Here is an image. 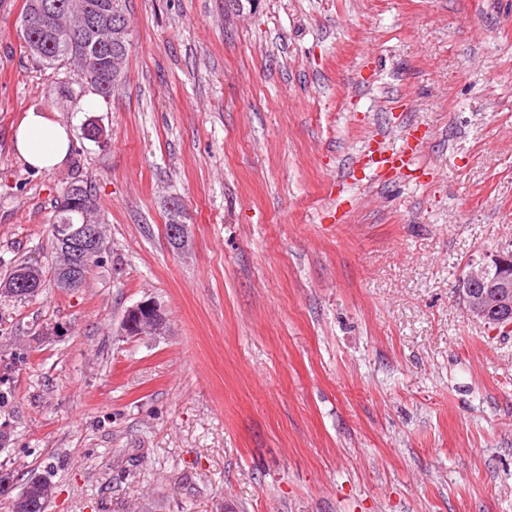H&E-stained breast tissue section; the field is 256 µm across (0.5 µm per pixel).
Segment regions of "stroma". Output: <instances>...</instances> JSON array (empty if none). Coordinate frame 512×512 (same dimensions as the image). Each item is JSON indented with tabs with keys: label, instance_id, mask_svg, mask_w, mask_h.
I'll return each instance as SVG.
<instances>
[{
	"label": "stroma",
	"instance_id": "35a3bbf8",
	"mask_svg": "<svg viewBox=\"0 0 512 512\" xmlns=\"http://www.w3.org/2000/svg\"><path fill=\"white\" fill-rule=\"evenodd\" d=\"M24 2L0 0V279L44 287L0 297V466L49 478L47 512H512V335L455 292L512 251V0H127L107 102L29 54ZM46 105L73 139L38 172L13 135ZM377 133L408 166L362 159ZM73 179L107 254L65 290ZM149 298L167 335L127 336ZM28 266H30V264L22 263V264L15 265L11 269L9 275L0 283V295L15 298L16 300H20V301L26 300V299L30 300V298H33V297L36 298L39 296V295H36V296H30V295L36 294L39 291L40 280L38 279L36 282H34L32 279L29 278V276L27 274L28 272L26 270L16 271L19 268L28 267ZM13 273H14V277H15L16 286L20 290H23V292L25 294H30V295H24L23 297L15 295L14 288L12 287Z\"/></svg>",
	"mask_w": 512,
	"mask_h": 512
}]
</instances>
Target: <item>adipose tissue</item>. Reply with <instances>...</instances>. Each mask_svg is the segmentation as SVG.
Segmentation results:
<instances>
[{
	"mask_svg": "<svg viewBox=\"0 0 512 512\" xmlns=\"http://www.w3.org/2000/svg\"><path fill=\"white\" fill-rule=\"evenodd\" d=\"M19 157L32 169L51 170L66 160L71 149L68 126L53 119L50 108L25 112L15 135Z\"/></svg>",
	"mask_w": 512,
	"mask_h": 512,
	"instance_id": "ef3b65f1",
	"label": "adipose tissue"
}]
</instances>
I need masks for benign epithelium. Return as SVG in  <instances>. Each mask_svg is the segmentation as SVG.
Segmentation results:
<instances>
[{
  "label": "benign epithelium",
  "instance_id": "benign-epithelium-1",
  "mask_svg": "<svg viewBox=\"0 0 512 512\" xmlns=\"http://www.w3.org/2000/svg\"><path fill=\"white\" fill-rule=\"evenodd\" d=\"M69 24L76 30L92 27L93 30L112 32L110 6L102 5L97 16L88 13L83 0H69L64 6ZM170 242L176 250L188 245L186 225H170ZM102 242L93 212L82 213L81 222L73 224L66 234H56V252L59 264L56 269L58 283L65 288L79 285L83 268L78 259L93 255L101 249ZM16 286L26 294H35L40 282L29 278L27 271L14 272ZM457 295L465 317L482 323L494 333L512 332V254L480 253L471 256L464 264L459 278ZM123 330L129 336L151 334L164 336L168 331L167 319L161 306L154 300H143L127 309Z\"/></svg>",
  "mask_w": 512,
  "mask_h": 512
}]
</instances>
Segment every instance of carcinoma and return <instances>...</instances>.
Here are the masks:
<instances>
[{
	"mask_svg": "<svg viewBox=\"0 0 512 512\" xmlns=\"http://www.w3.org/2000/svg\"><path fill=\"white\" fill-rule=\"evenodd\" d=\"M53 0H25L20 15L24 22L31 17L39 18L37 25L20 30L24 47L43 66L55 68L60 64H76L81 58L79 69L86 77L103 74L112 69V55L128 58L131 45L130 30L125 15V0H112V26L117 34L112 37V52H107L105 43L99 38H90L82 32L66 28L64 16L51 8L42 10V5ZM96 207L94 196L88 187L75 181L68 184L60 202L57 203L53 225L74 224L81 218L84 207ZM23 486L28 488L25 512H46L52 493L40 483V477L29 476Z\"/></svg>",
	"mask_w": 512,
	"mask_h": 512,
	"instance_id": "cac0c4a2",
	"label": "carcinoma"
}]
</instances>
